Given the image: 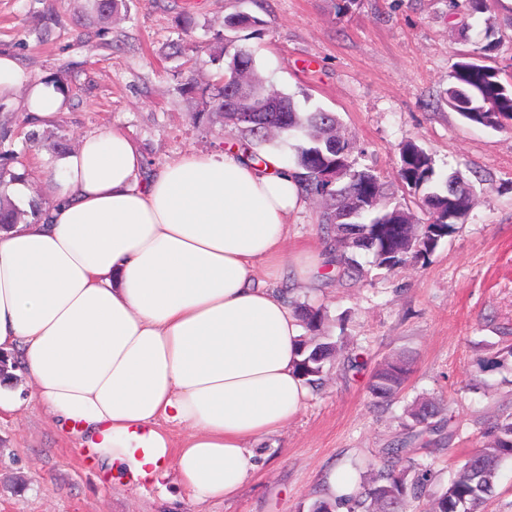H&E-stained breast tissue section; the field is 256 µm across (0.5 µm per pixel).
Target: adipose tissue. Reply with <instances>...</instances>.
I'll return each instance as SVG.
<instances>
[{"instance_id": "1", "label": "adipose tissue", "mask_w": 512, "mask_h": 512, "mask_svg": "<svg viewBox=\"0 0 512 512\" xmlns=\"http://www.w3.org/2000/svg\"><path fill=\"white\" fill-rule=\"evenodd\" d=\"M24 92L39 128L67 95L0 54V98ZM42 218L0 229V351L92 460L136 484L176 475L198 501L234 496L253 447L308 390L299 319L260 266L308 284L321 258L288 251L304 203L279 155L190 152L145 172L117 129L84 135L47 166ZM185 427L172 448L161 422Z\"/></svg>"}]
</instances>
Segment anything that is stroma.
Wrapping results in <instances>:
<instances>
[{"label":"stroma","mask_w":512,"mask_h":512,"mask_svg":"<svg viewBox=\"0 0 512 512\" xmlns=\"http://www.w3.org/2000/svg\"><path fill=\"white\" fill-rule=\"evenodd\" d=\"M49 4L57 23L45 35ZM89 8L90 0H0V53L33 80L70 88L66 110L34 145L20 125L23 93L0 100V123L17 124L9 168L43 198L52 196L45 164L92 131L120 129L154 169L238 142L232 126L202 114L219 69L217 36L236 12L264 22L259 72L298 103L336 113L360 148L358 164L383 182L398 184L400 148L413 140L438 174L457 170L481 183L466 221L427 260L392 272L367 265L356 280L327 266L315 287L263 271L277 291L322 307L323 332L343 350L301 411L258 449L254 476L234 497L196 501L173 476L143 487L103 477L78 440L57 431L16 364L8 388L19 406L0 420V512H308L325 498L332 468L369 480L370 463L403 437L408 409L424 398L443 404V420L412 439L409 455L433 469L435 491L446 489L489 423L512 414V129L466 123L441 99L461 55L484 43L482 20L448 0H127L106 29L93 24L76 37L74 22ZM184 10L187 30L176 22ZM493 13L499 46L488 62L512 73V0H496ZM190 77L197 88L183 92ZM318 215L312 200L293 214L290 249L324 254ZM398 357L409 362L407 384L378 402L372 374ZM492 358L500 366L481 370Z\"/></svg>","instance_id":"stroma-1"}]
</instances>
